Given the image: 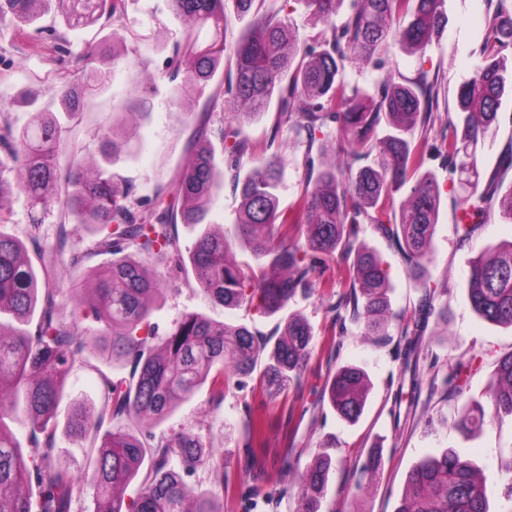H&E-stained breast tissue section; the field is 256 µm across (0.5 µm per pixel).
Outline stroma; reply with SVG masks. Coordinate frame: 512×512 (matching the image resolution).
<instances>
[{"instance_id":"35a3bbf8","label":"stroma","mask_w":512,"mask_h":512,"mask_svg":"<svg viewBox=\"0 0 512 512\" xmlns=\"http://www.w3.org/2000/svg\"><path fill=\"white\" fill-rule=\"evenodd\" d=\"M495 7L493 0H445L447 24L439 42L425 52L411 54L389 45L382 67H347L346 80L365 90H373L386 77L398 81L416 80L427 73L437 82L440 120L428 131L434 147L439 144L446 121L454 118L457 90L480 63L478 49L487 34L485 17ZM57 35L34 41L0 26V113L14 128L26 126L33 113L57 109L56 87L79 65V55L87 47L125 53L135 51L138 66L116 69L99 85L93 112L71 124L66 139L81 149L88 174L111 168L120 178L133 183L143 197L152 196L157 186L173 180L188 163L193 150V134L208 123L213 145H220L218 131L224 124V96L229 61H222L216 77L201 90L173 95L161 71L180 38L181 25L168 0H127L121 23L105 26L71 27L57 22ZM158 74L155 85H147L148 74ZM149 113L140 123V113ZM274 112L247 125L246 133L255 148L272 145L284 158L280 208H293L303 192L308 172L304 164L306 144L288 130H274ZM115 127L119 149L103 152L100 132ZM512 143V95L504 94L499 121L478 144L483 172H491L503 150ZM425 167L441 187L438 224L432 241V261L426 283L408 273L398 253L370 225H363L359 240L375 249L386 263L391 285V305L406 322L425 295V285L436 288L438 302L447 304L448 320H430L423 332L418 355L419 378L415 389L401 390L398 357L400 330L389 335L365 337L359 322L346 320L334 331L319 293L299 296L288 306L289 313L303 316L316 339L335 335L338 348L333 357L315 351L305 374V389L269 394L258 378L244 386L229 387L223 399H214L208 389L199 390L162 423V430L180 427L193 420L209 423L202 442L207 451L224 460L231 486L224 494V512H295L297 492L288 476L289 468H305L319 449L329 448L333 459L352 458L380 447L384 466L375 480L347 469L337 470L329 483L327 512H395L405 491L407 477L423 457L442 448H452L461 459L481 469L486 477V495L491 512H512V498L505 486L512 480V417L487 420L482 431L462 435L456 428L459 404L443 383L449 363L479 359L477 371L468 381L472 392H480L495 369L498 356L512 351V330L493 325L475 314L465 288L470 262L487 245L512 241V223L490 213L479 233L460 242L454 230V201L462 188L452 187L442 156L431 152ZM168 291L154 311L152 320L167 329L183 313L198 311L229 323H244L270 334L280 315L263 316L254 309H226L215 305L199 289L167 281ZM342 365L362 368L370 392L359 421L341 420L320 395L330 372ZM120 375L111 360L94 356L87 366L70 375L69 399L62 411L80 404L100 407V373ZM399 406V419H392V406ZM264 418L266 429L253 448L238 441L236 427L247 415Z\"/></svg>"}]
</instances>
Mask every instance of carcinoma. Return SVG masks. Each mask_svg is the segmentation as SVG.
<instances>
[{
  "label": "carcinoma",
  "mask_w": 512,
  "mask_h": 512,
  "mask_svg": "<svg viewBox=\"0 0 512 512\" xmlns=\"http://www.w3.org/2000/svg\"><path fill=\"white\" fill-rule=\"evenodd\" d=\"M55 2L57 13L75 26L101 19L120 22L126 0H0V21L36 40L56 32V18L41 24ZM182 26L180 40L163 76L183 94L206 86L224 55L234 59L228 94L236 124L221 131L227 169L240 205L233 228L213 232L210 201L220 187L215 151L206 128L194 135V158L177 177L154 191L150 205L135 186L107 169L89 176L79 149L62 137L63 129L91 110L97 86L117 65V56L86 52L81 70L59 86L58 113L35 112L16 130L0 120V196L21 198L29 215L24 237L0 231V512H74L83 487L72 465L56 452L60 405L69 396L71 371L97 353L128 369L121 377L100 374L102 401L98 413L79 411L66 432L89 441L84 478L94 492L93 512H224V461L205 456L201 423L171 428L156 435L151 425L169 419L179 403L208 386L223 398L231 383L262 367L260 387L276 391L303 388L312 357V326L294 316L284 319L273 341L257 328L229 324L203 312H186L164 332L151 322L162 295L157 267L199 288L224 308L253 306L268 316L283 311L297 295L316 288L335 263L344 264L343 292L330 282L322 290L327 313L341 312L363 323L367 336H386L390 284L384 260L357 240L369 224L402 253L409 274L425 280L432 259L441 190L424 170L432 150L424 128L434 118L435 84L421 74L414 82L388 77L369 94L345 80L351 64L380 66L392 42L424 51L442 37V0H352V11L340 25L336 12L343 0H300L323 29L301 41L288 27L262 10L265 0H232L237 16L248 19L245 31L228 39L227 0H170ZM488 37L480 49L476 75L458 91L461 133L442 138L438 152L450 175L471 191L456 199V235L472 239L490 211L512 221V186L500 191V175L512 169V145L499 166L482 176L478 142L497 122L507 81L502 51L512 46V0H497L487 18ZM182 81H177L180 74ZM278 99L272 133L288 128L305 139L307 185L295 209L279 210L282 163L258 154L243 135L245 125L263 116ZM386 119L388 131L378 136ZM336 123L334 139L317 137ZM328 151L338 162L315 169L313 151ZM251 169L243 172V158ZM374 156L373 164L353 167L352 157ZM55 218L54 240L42 231ZM71 224H97L100 232L78 245ZM201 227L190 246H183L177 225ZM252 262L232 258L234 250ZM44 260L37 269L30 258ZM109 255L105 266L91 267ZM61 265L73 283L69 299L56 284ZM94 282V297L82 296ZM426 288L414 329L401 327V376L417 383V358L424 324L433 315L448 320V305L435 304ZM466 295L481 318L512 328V241L488 248L470 264ZM101 324L93 338L81 324ZM464 364H448L446 382L464 397L457 428L464 435L480 431L485 405L493 416L512 417V351L497 361L495 372L478 395L467 393ZM324 393L344 420L363 414L368 382L363 369L341 366L329 376ZM27 427L17 438L14 424ZM265 424L251 415L238 427L243 446L252 447ZM148 465L136 497L124 493L143 465ZM375 476L381 467L376 450L339 462L324 452L297 473V512H324L330 473L336 466ZM207 471L210 489L194 490L185 477ZM395 512H489L484 478L452 449L420 460L411 470Z\"/></svg>",
  "instance_id": "1"
}]
</instances>
